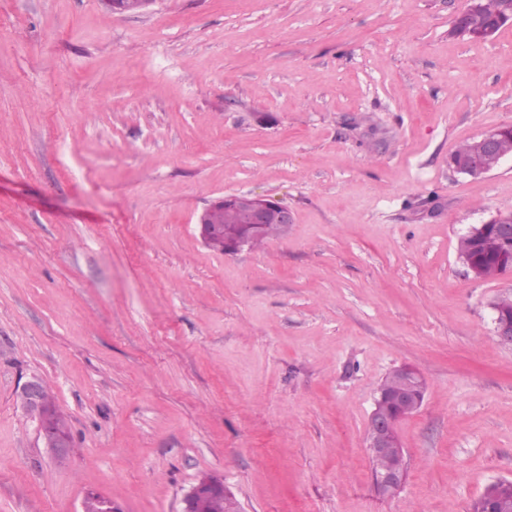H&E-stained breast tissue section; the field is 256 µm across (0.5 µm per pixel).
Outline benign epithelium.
<instances>
[{
  "mask_svg": "<svg viewBox=\"0 0 512 512\" xmlns=\"http://www.w3.org/2000/svg\"><path fill=\"white\" fill-rule=\"evenodd\" d=\"M481 8L480 0H469L468 7L459 14L452 28L457 37L489 40L495 37L493 26L473 28L463 24L468 14H475ZM512 159V124L502 125L487 132L470 143L468 150L460 157H448V167L470 177H480L495 170L506 159ZM222 208L238 209L245 213L247 223L224 236V253L235 254L250 248L251 240L266 224H281L287 228L294 223V214L287 206L272 199L253 194H230L217 198L197 213L195 224L200 237L209 242L212 236L222 232V227L210 222V215ZM471 242L470 253L461 262L476 279L482 278V257L489 256L506 270L512 269V213H498L487 221L469 229L465 234ZM494 312V336L503 344L512 345V300L502 298L492 304ZM403 384L394 392L379 391L370 420L375 435L369 450L375 455H386L398 447L395 436V422L385 412L388 406H398L411 401L420 406L424 399L422 377L409 368L402 370ZM16 404L26 417L37 426L44 446L49 449L58 463L65 462L71 448L69 429L66 421L55 425L50 423L57 414L55 401L46 391V384L39 377H32L16 393ZM407 475V460L399 452L396 464L376 473L374 481L378 491L393 497L402 489ZM231 496L224 487L223 478L205 475L198 479L183 497L181 512H203L205 502L216 496ZM81 512H122L112 498L98 491H88L81 502Z\"/></svg>",
  "mask_w": 512,
  "mask_h": 512,
  "instance_id": "7a95c632",
  "label": "benign epithelium"
}]
</instances>
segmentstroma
Segmentation results:
<instances>
[{
  "label": "stroma",
  "mask_w": 512,
  "mask_h": 512,
  "mask_svg": "<svg viewBox=\"0 0 512 512\" xmlns=\"http://www.w3.org/2000/svg\"><path fill=\"white\" fill-rule=\"evenodd\" d=\"M467 0H0V512H180L200 476L243 512H472L512 481V347L458 238L512 211V160L453 172L512 123V25ZM295 222L237 255L212 199ZM420 371L400 493L368 449L377 390ZM41 377L58 464L15 394ZM481 8L480 0H469L468 7L459 14L456 19L454 26L452 28V33L457 37H469L470 39H482L489 40L495 37L496 29L494 26L481 27V28H473L467 27L463 24V20L468 14H475L479 12ZM469 141L452 152L466 151ZM512 159V124L502 125L474 138L468 150L460 157H448V166L455 172L470 177H480L495 170L506 159ZM222 208L243 211L248 224H241L234 232L224 235V238L214 237L211 239L213 235L221 233L223 229L218 224H211L210 215ZM195 224L198 225L200 237L206 244L209 242L207 245L210 248L225 254H235L260 245L269 239L285 236L286 233L277 224H282L285 229H288L289 224H294V214L287 206L263 196L230 194L217 198L206 205L197 213ZM265 224H269L266 230L256 236L263 230ZM81 509V512H123L111 497L98 491L85 493Z\"/></svg>",
  "instance_id": "stroma-1"
}]
</instances>
